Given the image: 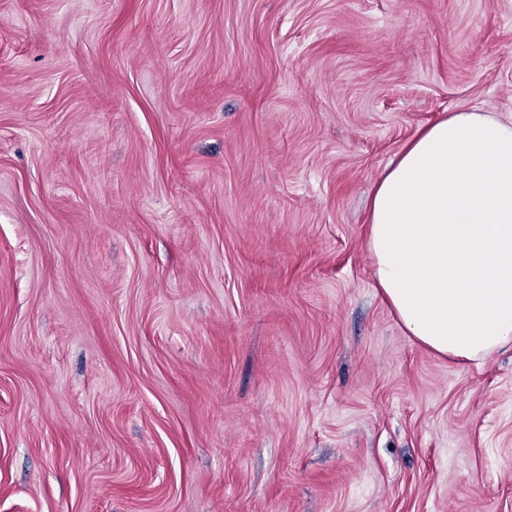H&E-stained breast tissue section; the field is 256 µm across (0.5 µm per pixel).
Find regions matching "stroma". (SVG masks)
Listing matches in <instances>:
<instances>
[{
	"instance_id": "35a3bbf8",
	"label": "stroma",
	"mask_w": 512,
	"mask_h": 512,
	"mask_svg": "<svg viewBox=\"0 0 512 512\" xmlns=\"http://www.w3.org/2000/svg\"><path fill=\"white\" fill-rule=\"evenodd\" d=\"M512 120V0H0V512H512V350L377 296L416 130Z\"/></svg>"
}]
</instances>
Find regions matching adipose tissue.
Listing matches in <instances>:
<instances>
[{
    "label": "adipose tissue",
    "mask_w": 512,
    "mask_h": 512,
    "mask_svg": "<svg viewBox=\"0 0 512 512\" xmlns=\"http://www.w3.org/2000/svg\"><path fill=\"white\" fill-rule=\"evenodd\" d=\"M367 247L414 342L466 363L512 346V121L474 107L419 128L375 184Z\"/></svg>",
    "instance_id": "ef3b65f1"
}]
</instances>
